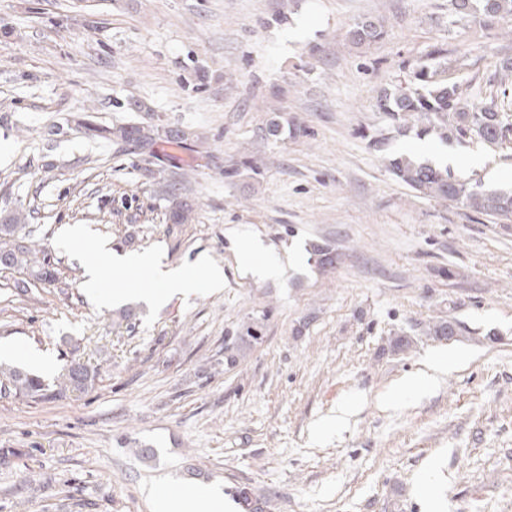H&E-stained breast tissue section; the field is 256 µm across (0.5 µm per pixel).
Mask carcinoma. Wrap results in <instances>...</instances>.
<instances>
[{
  "instance_id": "1",
  "label": "carcinoma",
  "mask_w": 512,
  "mask_h": 512,
  "mask_svg": "<svg viewBox=\"0 0 512 512\" xmlns=\"http://www.w3.org/2000/svg\"><path fill=\"white\" fill-rule=\"evenodd\" d=\"M450 6L455 23L464 21L484 27L512 24V0H450ZM381 35L377 24L368 19L354 23L346 32L357 48L377 41ZM447 54V49L433 45L425 59L405 67V77L395 90L386 89L380 94L379 110L399 133L405 131L402 121L412 117L418 122L420 136L436 134L442 140L459 143L479 140L491 146L512 141V56L500 60L498 69L485 80L489 92L475 103L467 100L459 83L450 82L445 76ZM78 127L94 137L132 145L141 151L151 149L158 135L152 125L144 123L108 126L83 119ZM389 170L398 182L424 197L448 200L494 219L512 221L511 190H490L480 183L461 180L446 168H435L407 156L390 160ZM192 213L193 207L188 203L174 202L168 220L187 224ZM33 219L34 213L23 209L0 217V266L23 270L39 282L53 284L58 281L54 258L30 240ZM310 253L323 268L335 261L334 250L325 241L310 243ZM462 332L460 323L453 318L429 327V335L448 340ZM261 339L257 322L243 324L235 335L224 339V363L235 364L245 348ZM97 379L96 371L76 360L51 383L22 368L0 364V396L43 402L67 393H87Z\"/></svg>"
}]
</instances>
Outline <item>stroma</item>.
Wrapping results in <instances>:
<instances>
[{"label": "stroma", "instance_id": "obj_1", "mask_svg": "<svg viewBox=\"0 0 512 512\" xmlns=\"http://www.w3.org/2000/svg\"><path fill=\"white\" fill-rule=\"evenodd\" d=\"M365 18L384 36L358 49L345 33ZM434 44L473 95L512 29L452 23L448 0H0V215L34 211L68 285L0 267V342L22 368L50 357V381L74 358L99 371L85 394L0 398V512H153L154 485L246 487L267 512H512V225L388 167L442 151L511 189L512 148L400 134L376 108ZM87 115L161 137L127 150L73 130ZM273 117L296 132L268 136ZM175 198L192 223L167 221ZM67 224L189 275L207 256L224 287L160 306L142 288L116 321ZM253 241L275 274L243 261ZM448 317L464 336H426ZM256 318L262 341L225 366ZM434 352L452 358L437 385L398 392ZM258 321L244 323L235 336H228L224 339V363L232 366L236 363L241 352L251 345L259 343L263 336L258 331Z\"/></svg>", "mask_w": 512, "mask_h": 512}]
</instances>
